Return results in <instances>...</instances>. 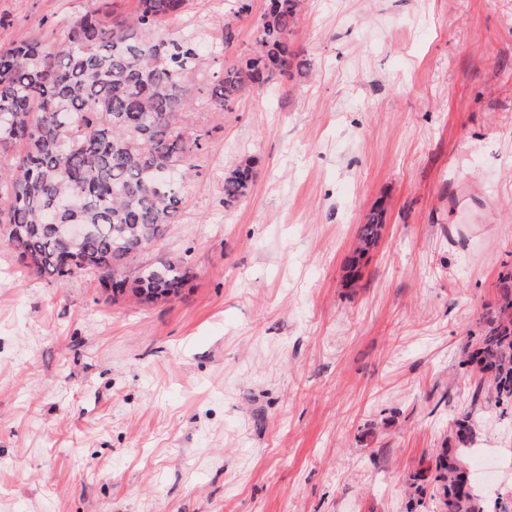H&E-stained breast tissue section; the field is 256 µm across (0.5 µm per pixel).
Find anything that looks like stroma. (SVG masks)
<instances>
[{"instance_id": "35a3bbf8", "label": "stroma", "mask_w": 512, "mask_h": 512, "mask_svg": "<svg viewBox=\"0 0 512 512\" xmlns=\"http://www.w3.org/2000/svg\"><path fill=\"white\" fill-rule=\"evenodd\" d=\"M267 4L218 58L237 0H188L195 82L250 53ZM135 7L0 0V47ZM292 39L305 67L197 103L177 220L125 266L186 265L179 297L60 284L0 245V512H443L416 476L468 414L479 512H512V414L472 405L468 362L512 266V0H301ZM253 168L249 161L238 164L224 177V206L233 207L245 197L253 183ZM384 228L383 212L378 211L367 217L365 224H361L358 232V246L352 257V264H358L367 253L378 243Z\"/></svg>"}]
</instances>
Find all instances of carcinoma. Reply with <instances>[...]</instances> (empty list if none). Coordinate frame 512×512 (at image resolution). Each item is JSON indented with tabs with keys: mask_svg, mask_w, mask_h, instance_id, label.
<instances>
[{
	"mask_svg": "<svg viewBox=\"0 0 512 512\" xmlns=\"http://www.w3.org/2000/svg\"><path fill=\"white\" fill-rule=\"evenodd\" d=\"M187 0H138L130 16L88 12L68 26L61 45L40 38L0 50V243L39 276L64 283L95 272L112 296L131 290L148 302L179 296L188 270L178 262L144 267L133 281L117 274L141 250L160 244L175 223L191 157L202 150L191 115L203 98L229 112L248 89L304 66L291 34L300 0H269L252 53L224 65L209 86L193 83L201 63L196 38L168 30ZM253 183L246 161L224 177V207L245 197ZM69 224L86 226L72 242ZM383 212L358 232L352 264L378 243ZM79 259L71 266L64 256ZM498 312L471 361L488 374L478 383L506 412L512 408V269L501 276ZM458 444L472 436L469 417L454 422ZM435 479L451 512H474L462 466L435 458Z\"/></svg>",
	"mask_w": 512,
	"mask_h": 512,
	"instance_id": "obj_1",
	"label": "carcinoma"
}]
</instances>
